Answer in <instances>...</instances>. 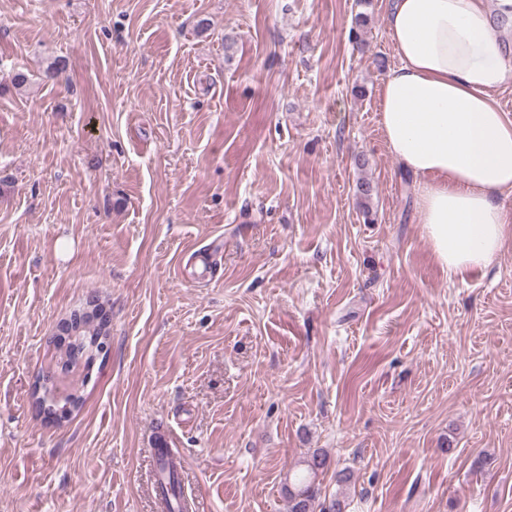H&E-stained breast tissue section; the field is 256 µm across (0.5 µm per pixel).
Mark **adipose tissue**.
<instances>
[{
  "mask_svg": "<svg viewBox=\"0 0 512 512\" xmlns=\"http://www.w3.org/2000/svg\"><path fill=\"white\" fill-rule=\"evenodd\" d=\"M512 0H389L387 36L399 56L382 80L379 124L414 182L432 252L449 273L491 263L512 241V118L496 98L512 88V54L491 20Z\"/></svg>",
  "mask_w": 512,
  "mask_h": 512,
  "instance_id": "adipose-tissue-1",
  "label": "adipose tissue"
}]
</instances>
